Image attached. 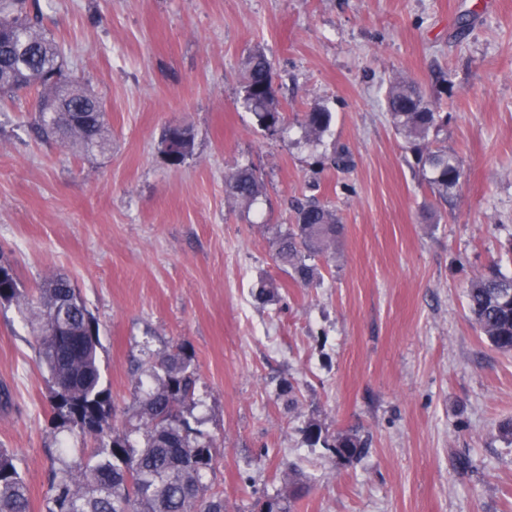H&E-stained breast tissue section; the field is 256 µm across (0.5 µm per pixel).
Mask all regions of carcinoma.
Listing matches in <instances>:
<instances>
[{
	"instance_id": "carcinoma-1",
	"label": "carcinoma",
	"mask_w": 512,
	"mask_h": 512,
	"mask_svg": "<svg viewBox=\"0 0 512 512\" xmlns=\"http://www.w3.org/2000/svg\"><path fill=\"white\" fill-rule=\"evenodd\" d=\"M21 92L36 94V131L47 142L75 144L85 154L105 151L110 143L101 99L64 73L57 42L42 31L38 0H0V99ZM245 100L265 131L283 128L288 118L274 87L268 58L255 52L248 61ZM395 131L410 144L427 173L432 190L444 200L459 183L461 162L438 136L448 124L439 110L411 81L394 82L386 98ZM331 112L305 113L310 135L326 131ZM179 137L169 161L176 167L191 155L192 131L167 126L166 144ZM228 192L250 202L260 193L252 171L238 169L226 180ZM294 222L274 242V261L297 284L317 278V256L327 253L341 234L336 215L314 199L292 205ZM0 301L23 303L37 321L36 349L53 380L51 400L59 426L72 425L95 438L97 448L87 462L62 464L53 470L46 492V512H226L224 495L205 482L219 462L216 442L191 425L186 411L197 405V374L191 353L170 346L143 371L133 394L138 424L119 433L112 428L116 407L102 387L97 359L98 328L70 280L56 275L42 287L24 292L13 270L0 264ZM466 305L474 326L501 352H512V276L498 265L471 281ZM312 447L332 449L345 463L361 455L364 442L355 432L331 434L316 420L302 428ZM305 486L265 500L268 512H290L291 499ZM0 512H30L27 484L14 456L0 449Z\"/></svg>"
}]
</instances>
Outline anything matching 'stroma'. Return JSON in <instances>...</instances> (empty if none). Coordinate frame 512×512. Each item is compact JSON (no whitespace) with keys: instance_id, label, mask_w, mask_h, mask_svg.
Here are the masks:
<instances>
[{"instance_id":"1","label":"stroma","mask_w":512,"mask_h":512,"mask_svg":"<svg viewBox=\"0 0 512 512\" xmlns=\"http://www.w3.org/2000/svg\"><path fill=\"white\" fill-rule=\"evenodd\" d=\"M66 71L102 98L111 132L85 155L40 140L28 99L0 101V263L21 287L68 276L99 327L116 430L135 424L133 368L176 343L194 354L211 477L227 512L288 478L291 512H512V352L490 346L464 291L491 261L512 273V0H39ZM288 115L262 130L243 101L254 49ZM413 81L448 114L463 175L447 200L385 109ZM328 109L309 140L304 112ZM194 133L170 166L161 131ZM346 151L347 169L331 167ZM251 168L261 193L228 195ZM314 197L342 233L304 287L274 262L292 200ZM273 283L263 304L258 280ZM24 306L0 303V448L32 512L54 465L96 442L57 426L52 380ZM291 382V395L281 391ZM358 431L344 464L302 427ZM181 128V131L177 132L172 128V125H169L164 129L161 138V144L163 146L164 144H167L175 134L179 137V149L177 154L172 160L168 161L170 165H174L176 167L181 166L187 157L191 155L194 146V136L192 131L188 127L183 126Z\"/></svg>"}]
</instances>
